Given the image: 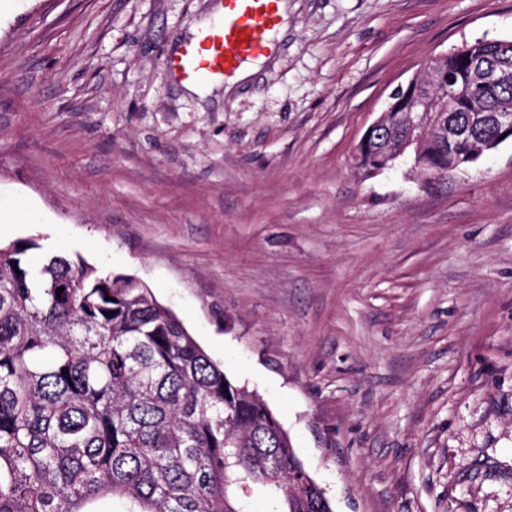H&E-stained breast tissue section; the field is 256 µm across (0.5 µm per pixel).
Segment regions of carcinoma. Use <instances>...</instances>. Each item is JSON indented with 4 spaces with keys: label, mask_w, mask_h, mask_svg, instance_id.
<instances>
[{
    "label": "carcinoma",
    "mask_w": 512,
    "mask_h": 512,
    "mask_svg": "<svg viewBox=\"0 0 512 512\" xmlns=\"http://www.w3.org/2000/svg\"><path fill=\"white\" fill-rule=\"evenodd\" d=\"M464 94L435 118L472 140L494 139L486 112L512 108V75L469 81L465 59L435 63ZM392 145L409 131L391 99ZM373 132L357 167L384 161ZM448 175L460 156L445 135L418 147ZM36 238L0 242V512H333L266 404L236 385L181 320L132 276H103L78 257L39 267ZM63 292L56 293L57 288Z\"/></svg>",
    "instance_id": "carcinoma-1"
}]
</instances>
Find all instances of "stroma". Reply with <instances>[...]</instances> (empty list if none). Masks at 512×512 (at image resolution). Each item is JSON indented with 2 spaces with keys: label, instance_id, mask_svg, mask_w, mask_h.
I'll return each instance as SVG.
<instances>
[{
  "label": "stroma",
  "instance_id": "stroma-1",
  "mask_svg": "<svg viewBox=\"0 0 512 512\" xmlns=\"http://www.w3.org/2000/svg\"><path fill=\"white\" fill-rule=\"evenodd\" d=\"M247 80L165 58L216 0H0V240L145 282L334 512H512V141L364 176L389 96L512 0H287Z\"/></svg>",
  "mask_w": 512,
  "mask_h": 512
}]
</instances>
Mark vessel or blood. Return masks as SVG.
Masks as SVG:
<instances>
[{
	"mask_svg": "<svg viewBox=\"0 0 512 512\" xmlns=\"http://www.w3.org/2000/svg\"><path fill=\"white\" fill-rule=\"evenodd\" d=\"M281 0H221L222 20L186 41L166 61L180 81L224 77L246 60L265 55L280 26Z\"/></svg>",
	"mask_w": 512,
	"mask_h": 512,
	"instance_id": "1",
	"label": "vessel or blood"
}]
</instances>
